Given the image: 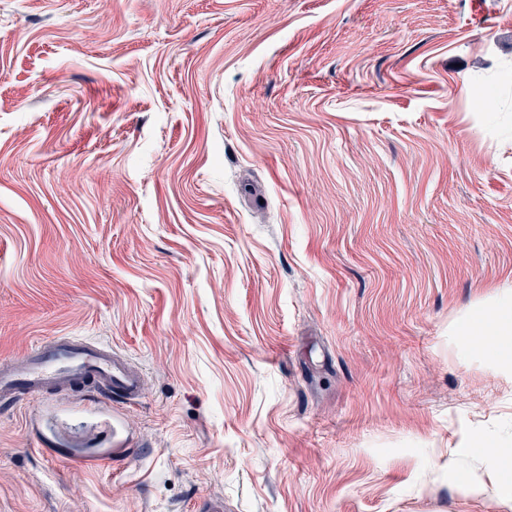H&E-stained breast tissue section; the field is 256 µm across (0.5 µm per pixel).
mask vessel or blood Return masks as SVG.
<instances>
[{"instance_id": "vessel-or-blood-1", "label": "vessel or blood", "mask_w": 512, "mask_h": 512, "mask_svg": "<svg viewBox=\"0 0 512 512\" xmlns=\"http://www.w3.org/2000/svg\"><path fill=\"white\" fill-rule=\"evenodd\" d=\"M142 385L141 372L111 346L69 336L39 342L21 358L0 364L1 402L76 387L133 402L140 397Z\"/></svg>"}]
</instances>
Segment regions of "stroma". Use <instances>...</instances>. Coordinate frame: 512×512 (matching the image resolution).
<instances>
[{
    "instance_id": "35a3bbf8",
    "label": "stroma",
    "mask_w": 512,
    "mask_h": 512,
    "mask_svg": "<svg viewBox=\"0 0 512 512\" xmlns=\"http://www.w3.org/2000/svg\"><path fill=\"white\" fill-rule=\"evenodd\" d=\"M512 0H0V512H512ZM454 333L477 354L491 358L498 371L512 370V303L487 305L477 313L464 312L455 321ZM142 385L141 372L112 352L111 346L69 336L39 342L21 358L0 364L1 402L75 387L133 402L140 397ZM477 452L490 463L488 480L472 486V494L512 499V449L497 448L487 442L477 446Z\"/></svg>"
}]
</instances>
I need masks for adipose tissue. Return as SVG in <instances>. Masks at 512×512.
<instances>
[{
	"instance_id": "adipose-tissue-1",
	"label": "adipose tissue",
	"mask_w": 512,
	"mask_h": 512,
	"mask_svg": "<svg viewBox=\"0 0 512 512\" xmlns=\"http://www.w3.org/2000/svg\"><path fill=\"white\" fill-rule=\"evenodd\" d=\"M454 333L477 354L491 358L499 371L512 370V304H490L478 312L464 313ZM477 452L490 464L488 478L472 486V494L512 499V450L483 442Z\"/></svg>"
}]
</instances>
